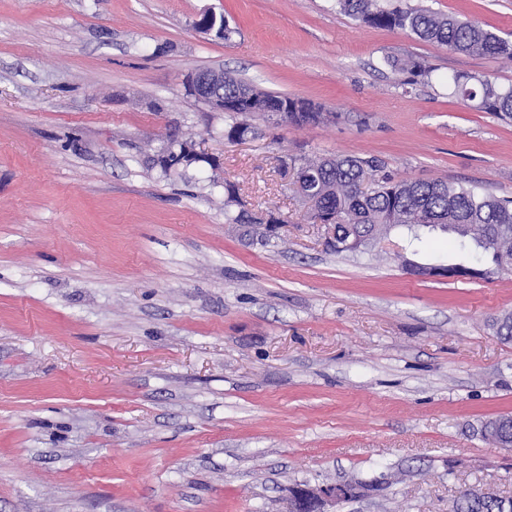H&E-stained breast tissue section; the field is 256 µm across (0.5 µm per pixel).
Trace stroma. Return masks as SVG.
Returning a JSON list of instances; mask_svg holds the SVG:
<instances>
[{"instance_id":"stroma-1","label":"stroma","mask_w":512,"mask_h":512,"mask_svg":"<svg viewBox=\"0 0 512 512\" xmlns=\"http://www.w3.org/2000/svg\"><path fill=\"white\" fill-rule=\"evenodd\" d=\"M512 41V0H387ZM222 18L227 37L195 28ZM422 61L413 85L388 56ZM212 69L324 120L224 138L186 79ZM512 61L364 25L335 0H0V512H453L512 495V273L414 277L401 234L326 249L286 158L374 157L394 179L512 198V120L456 97ZM198 162L163 172L172 141ZM281 221L228 223L225 184ZM368 492L365 488H352L343 483L318 487L296 485L291 489L284 512H326L324 507L328 504L339 505L352 498L364 496ZM490 496L494 498H482L478 495ZM496 497L501 495L494 489L485 488L480 491L471 490L464 492L454 505V512H501V505L504 511L512 508V500L504 499L502 503Z\"/></svg>"}]
</instances>
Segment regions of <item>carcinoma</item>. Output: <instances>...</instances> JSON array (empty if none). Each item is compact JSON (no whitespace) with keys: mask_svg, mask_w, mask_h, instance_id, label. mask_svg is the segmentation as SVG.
Wrapping results in <instances>:
<instances>
[{"mask_svg":"<svg viewBox=\"0 0 512 512\" xmlns=\"http://www.w3.org/2000/svg\"><path fill=\"white\" fill-rule=\"evenodd\" d=\"M336 9L361 22L386 29H400L450 52L501 57L512 60V43L473 20L441 15L419 7L388 8L381 0H336ZM393 71L407 75L404 84L428 74L425 65L413 59L388 58ZM454 93L464 100H479L478 107L512 117V88L503 89L486 77L456 74ZM250 91L275 105L291 101L288 96L256 90L232 76L224 80V137L230 139L253 128L243 121L250 111L240 96ZM300 195L311 204L312 217L336 228L327 246L336 253H364L399 229L418 239L420 228L453 236L462 251L481 250L477 261L433 263V270L450 267L459 276L477 281L499 272H512V199L498 198L475 186L446 180H394L380 173L373 159L354 155H324L298 159ZM454 512H501L495 498H482L475 490L464 492Z\"/></svg>","mask_w":512,"mask_h":512,"instance_id":"carcinoma-1","label":"carcinoma"}]
</instances>
